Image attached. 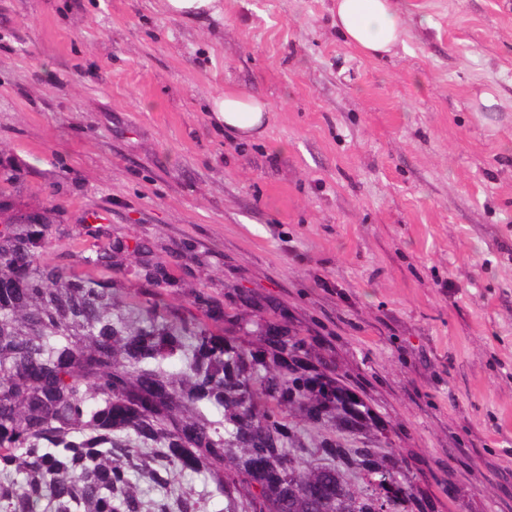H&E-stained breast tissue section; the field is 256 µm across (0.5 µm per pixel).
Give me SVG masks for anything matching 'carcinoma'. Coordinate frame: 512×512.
I'll use <instances>...</instances> for the list:
<instances>
[{"label":"carcinoma","instance_id":"1","mask_svg":"<svg viewBox=\"0 0 512 512\" xmlns=\"http://www.w3.org/2000/svg\"><path fill=\"white\" fill-rule=\"evenodd\" d=\"M46 231L14 214L0 232V512H148L141 483L153 512H435L313 339L227 285L222 336L156 299L127 312L98 278L117 247L79 272L46 261ZM140 276L173 285L159 263ZM185 473L212 490L171 492Z\"/></svg>","mask_w":512,"mask_h":512}]
</instances>
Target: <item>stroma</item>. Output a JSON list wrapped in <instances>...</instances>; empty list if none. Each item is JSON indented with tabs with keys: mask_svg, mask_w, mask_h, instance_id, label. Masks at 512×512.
Instances as JSON below:
<instances>
[{
	"mask_svg": "<svg viewBox=\"0 0 512 512\" xmlns=\"http://www.w3.org/2000/svg\"><path fill=\"white\" fill-rule=\"evenodd\" d=\"M222 2L0 0L6 203L58 205L51 261L120 245L103 279L127 305L194 317L203 288L219 330L225 286L275 305L393 425L437 512H512V0H401L382 58L338 35L335 0ZM228 87L268 103L262 135L217 124ZM220 0H166L169 13L175 18H195L220 11Z\"/></svg>",
	"mask_w": 512,
	"mask_h": 512,
	"instance_id": "35a3bbf8",
	"label": "stroma"
}]
</instances>
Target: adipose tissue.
Segmentation results:
<instances>
[{
  "instance_id": "1",
  "label": "adipose tissue",
  "mask_w": 512,
  "mask_h": 512,
  "mask_svg": "<svg viewBox=\"0 0 512 512\" xmlns=\"http://www.w3.org/2000/svg\"><path fill=\"white\" fill-rule=\"evenodd\" d=\"M334 23L347 44L369 57L391 53L403 41L404 20L398 0H336ZM218 123L242 138L262 134L267 103L229 89L211 99Z\"/></svg>"
}]
</instances>
